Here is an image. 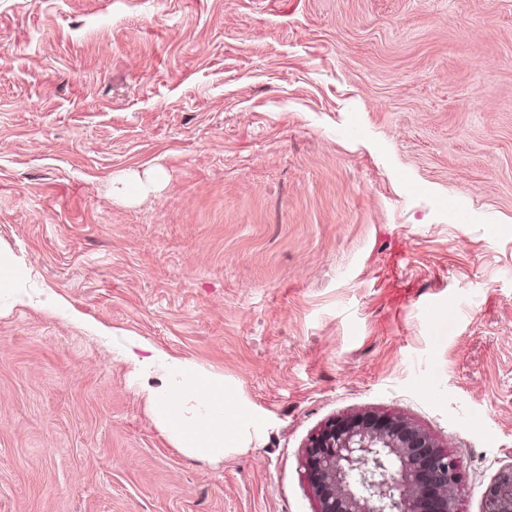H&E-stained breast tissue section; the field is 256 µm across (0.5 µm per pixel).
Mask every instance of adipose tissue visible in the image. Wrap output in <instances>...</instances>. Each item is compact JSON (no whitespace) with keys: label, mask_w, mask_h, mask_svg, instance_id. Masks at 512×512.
<instances>
[{"label":"adipose tissue","mask_w":512,"mask_h":512,"mask_svg":"<svg viewBox=\"0 0 512 512\" xmlns=\"http://www.w3.org/2000/svg\"><path fill=\"white\" fill-rule=\"evenodd\" d=\"M121 355L140 380L157 425L186 455L219 461L242 447L254 417L225 386L223 374L134 337Z\"/></svg>","instance_id":"obj_1"}]
</instances>
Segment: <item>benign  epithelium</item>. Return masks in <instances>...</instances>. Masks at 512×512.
Segmentation results:
<instances>
[{
	"instance_id": "benign-epithelium-1",
	"label": "benign epithelium",
	"mask_w": 512,
	"mask_h": 512,
	"mask_svg": "<svg viewBox=\"0 0 512 512\" xmlns=\"http://www.w3.org/2000/svg\"><path fill=\"white\" fill-rule=\"evenodd\" d=\"M316 512H459L460 463L399 416L332 418L306 445ZM481 512H512V464L482 493Z\"/></svg>"
}]
</instances>
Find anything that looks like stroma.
I'll return each mask as SVG.
<instances>
[{"instance_id":"stroma-1","label":"stroma","mask_w":512,"mask_h":512,"mask_svg":"<svg viewBox=\"0 0 512 512\" xmlns=\"http://www.w3.org/2000/svg\"><path fill=\"white\" fill-rule=\"evenodd\" d=\"M0 253V512H315L308 438L368 411L480 512L512 464V0H0ZM130 336L223 374L246 449L175 447ZM23 280V270L12 260L0 253V291L19 288Z\"/></svg>"}]
</instances>
